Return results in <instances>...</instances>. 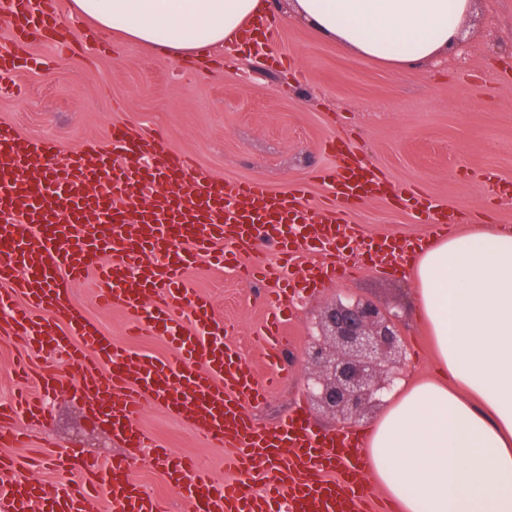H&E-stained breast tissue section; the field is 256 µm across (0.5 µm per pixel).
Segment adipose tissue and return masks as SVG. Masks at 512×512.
<instances>
[{
    "instance_id": "ef3b65f1",
    "label": "adipose tissue",
    "mask_w": 512,
    "mask_h": 512,
    "mask_svg": "<svg viewBox=\"0 0 512 512\" xmlns=\"http://www.w3.org/2000/svg\"><path fill=\"white\" fill-rule=\"evenodd\" d=\"M321 36L401 69L447 57L473 0H294ZM71 21L182 60L233 44L277 0H70ZM440 377L400 384L367 437L398 512H512V232L431 243L411 270Z\"/></svg>"
}]
</instances>
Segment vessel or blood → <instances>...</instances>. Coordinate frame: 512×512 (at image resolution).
I'll return each mask as SVG.
<instances>
[{
	"label": "vessel or blood",
	"instance_id": "b4317fda",
	"mask_svg": "<svg viewBox=\"0 0 512 512\" xmlns=\"http://www.w3.org/2000/svg\"><path fill=\"white\" fill-rule=\"evenodd\" d=\"M15 49L0 52V77L28 66V46L51 42L64 20L58 0H4ZM266 19L249 23L237 48L269 34ZM335 165L319 172L333 198L312 208L303 186L285 194L257 182L197 172L192 157L166 149L161 138L112 126L107 145L66 150L53 140L26 141L0 123V335L25 337L33 350L64 354L76 369L92 419L133 450L151 449L167 481L191 512H364L369 498L363 439L355 433H315L301 413L275 430L257 426L247 408L267 397L249 360L224 340V323L208 297L186 288L193 259L224 249L219 264L242 267V253L262 245L276 264L242 267L246 277L283 286L260 330L269 349L285 342L290 298L353 272L373 253L382 268H398L415 243L385 236L367 244L350 213L367 199L389 198L396 209L447 231V207L381 178L356 159L352 144H331ZM97 275V299L122 309L132 328L165 337L169 353L155 357L117 347L82 315L73 284ZM65 370L38 376L30 393L0 402V446L27 444L24 425L47 419L44 401L67 388ZM166 406L210 446L233 451L234 480H215L198 459L165 448L137 426L142 399ZM266 480L254 489L256 468ZM80 486L46 492L11 479L0 458V512H30L35 500L55 512H168L163 501L129 474L128 465L89 460L79 452L58 461Z\"/></svg>",
	"mask_w": 512,
	"mask_h": 512
}]
</instances>
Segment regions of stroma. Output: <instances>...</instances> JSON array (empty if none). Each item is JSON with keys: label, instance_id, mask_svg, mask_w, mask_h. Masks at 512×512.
Here are the masks:
<instances>
[{"label": "stroma", "instance_id": "stroma-1", "mask_svg": "<svg viewBox=\"0 0 512 512\" xmlns=\"http://www.w3.org/2000/svg\"><path fill=\"white\" fill-rule=\"evenodd\" d=\"M275 32L254 53L228 56L206 71L184 61L100 32L85 22L68 24L72 49L57 55L52 44L30 47L49 60L45 69L23 70L0 90V122L11 123L28 139H52L65 148L104 141L113 124L123 123L160 136L177 153L190 155L204 174L226 180H254L274 193L306 185L310 204L328 193L316 170L334 164L328 142L351 139L357 153L388 181L406 185L457 210L489 215L495 225L512 228V198L494 197L484 172L512 181V0H476L463 23L459 56L427 61L411 71L388 68L320 37L291 7L279 0L272 16ZM364 238L420 237L415 222L384 198H372L352 215ZM190 290L209 296L217 317L230 326L228 339L247 355L257 376L266 373L258 333L269 307L263 286L248 284L236 272L198 257L187 273ZM416 285L406 271L382 273L364 267L356 276L306 294L296 305L288 329L290 343L280 352L290 359L288 374L252 412L255 423L270 427L294 404H302L312 427L333 433V416L309 405L305 369L295 355L307 343L327 303L348 292L404 308L407 380L435 377L437 367L426 324L416 315ZM74 296L85 315L118 346L164 356L156 336L132 337L127 317L101 309L95 282L78 283ZM17 337L0 336V399L10 398L24 380ZM72 393L52 397L50 427L28 425L32 445L7 449L24 460L45 444L28 478L55 488L62 479L56 458L76 450L94 459L123 460L129 450L87 417L71 373ZM138 424L179 454L205 459L215 479L226 478L224 451L198 441L193 432L155 397H145ZM134 478L167 501L171 512H189L149 453L133 462Z\"/></svg>", "mask_w": 512, "mask_h": 512}]
</instances>
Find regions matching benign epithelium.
<instances>
[{"mask_svg": "<svg viewBox=\"0 0 512 512\" xmlns=\"http://www.w3.org/2000/svg\"><path fill=\"white\" fill-rule=\"evenodd\" d=\"M407 353L402 313L345 294L327 305L303 351L311 368L306 397L342 425L387 403L403 378Z\"/></svg>", "mask_w": 512, "mask_h": 512, "instance_id": "7a95c632", "label": "benign epithelium"}]
</instances>
